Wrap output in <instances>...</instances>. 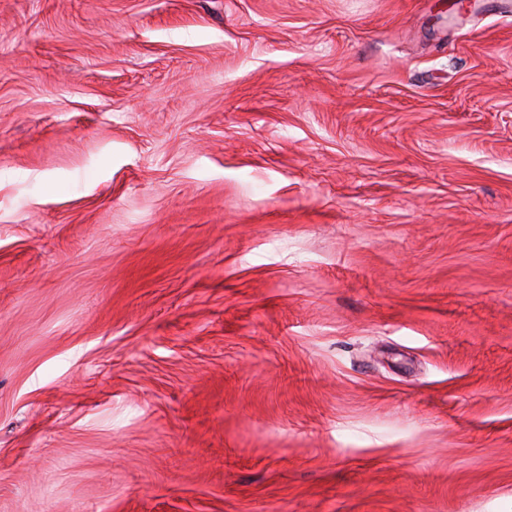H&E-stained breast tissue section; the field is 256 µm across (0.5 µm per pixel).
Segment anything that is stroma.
Listing matches in <instances>:
<instances>
[{
    "label": "stroma",
    "mask_w": 512,
    "mask_h": 512,
    "mask_svg": "<svg viewBox=\"0 0 512 512\" xmlns=\"http://www.w3.org/2000/svg\"><path fill=\"white\" fill-rule=\"evenodd\" d=\"M0 512H512V0H0Z\"/></svg>",
    "instance_id": "35a3bbf8"
}]
</instances>
